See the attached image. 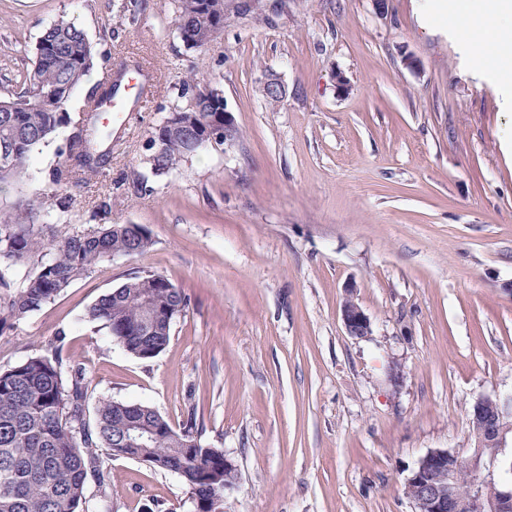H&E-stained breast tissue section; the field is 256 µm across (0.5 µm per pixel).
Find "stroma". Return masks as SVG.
<instances>
[{
	"label": "stroma",
	"instance_id": "1",
	"mask_svg": "<svg viewBox=\"0 0 512 512\" xmlns=\"http://www.w3.org/2000/svg\"><path fill=\"white\" fill-rule=\"evenodd\" d=\"M443 3L463 13L473 0H389L384 16L373 0H224L198 86L223 95L243 135L141 193L150 130L187 105L197 58L173 0H0V97L20 91L62 15L97 51L65 112L121 76L126 121L105 177L75 188L71 222L107 200L100 223L153 240L1 324L0 370L57 348L89 383L86 424L100 397L176 429L196 417L238 469L224 512H414L403 483L419 457L469 447L474 400L512 394V80L474 59ZM270 76L285 88L276 104L261 92ZM71 133L40 148L35 180L5 201L48 189ZM143 270L187 300L151 360L87 317ZM350 287L373 326L362 339L341 321ZM108 467L107 485H87L93 512H191L177 474Z\"/></svg>",
	"mask_w": 512,
	"mask_h": 512
}]
</instances>
